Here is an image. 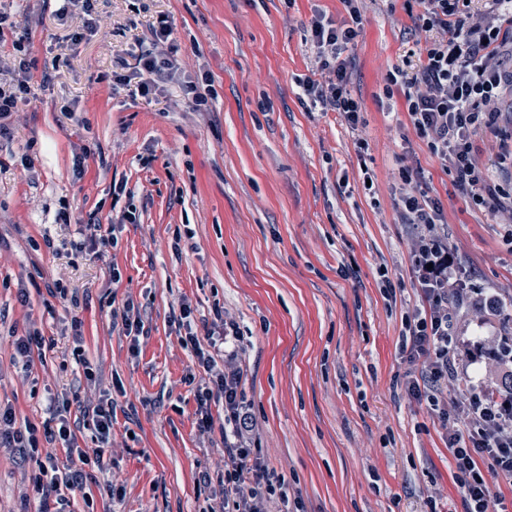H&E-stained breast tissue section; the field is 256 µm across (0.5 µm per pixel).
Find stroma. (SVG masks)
<instances>
[{
	"instance_id": "obj_1",
	"label": "stroma",
	"mask_w": 512,
	"mask_h": 512,
	"mask_svg": "<svg viewBox=\"0 0 512 512\" xmlns=\"http://www.w3.org/2000/svg\"><path fill=\"white\" fill-rule=\"evenodd\" d=\"M58 8L0 0L39 73L0 138V403L18 425L39 426L51 397L76 417L111 393L95 512H207L224 469V414L213 410L211 432H199L203 373L171 322L189 303L202 337L220 308L244 333L261 458L291 479L305 512H426L434 492L439 512H460L447 431L392 388L407 370L398 343L413 298L400 165L419 169L478 286L512 289V251L498 216L471 207L416 136L401 90H386L393 66L421 60L418 0L359 4L348 55L355 130L298 98L316 71L311 19L344 21L343 0H98L102 37ZM162 16L180 79L145 97L112 74L151 49ZM205 74L214 95L197 109L185 84ZM111 222L122 226L116 244L75 251L82 225ZM347 263L359 280L339 276ZM382 267L405 286L396 301L382 293ZM58 283L78 307L50 295ZM128 301L144 322L135 354L110 315ZM35 328L52 345L26 371L14 341ZM39 466L0 455V512H39L22 497Z\"/></svg>"
}]
</instances>
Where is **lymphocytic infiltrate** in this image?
Returning a JSON list of instances; mask_svg holds the SVG:
<instances>
[{"instance_id": "obj_1", "label": "lymphocytic infiltrate", "mask_w": 512, "mask_h": 512, "mask_svg": "<svg viewBox=\"0 0 512 512\" xmlns=\"http://www.w3.org/2000/svg\"><path fill=\"white\" fill-rule=\"evenodd\" d=\"M414 19L429 33L423 60L414 70L395 66L389 85L405 97L410 123L426 141L444 171L475 208L499 214L509 229L512 245V186L495 182L474 155V139L487 134L497 144V165L512 168V127L502 123V107L512 94V0H419ZM336 24L323 15L311 21L316 48L317 78L303 81L301 103L338 113L350 127L360 123L361 107L348 89L345 52L353 48L362 26L357 9ZM15 31L10 59L0 67L12 75L0 86V134L7 118L30 90L36 64L27 56L26 35L17 23L0 13V28ZM174 30L158 19L152 30L153 47L142 52L129 73L117 82L136 83L142 95L159 90L178 71ZM403 183L398 214L411 225L409 260L419 302L403 318L399 348L409 370L399 386L448 431V452L465 512H494L502 499L493 485H512V316L506 314L505 294L464 280L466 268L448 240L440 203L419 190V173L402 166ZM193 310L182 304L173 323L183 330L182 342L194 351L206 376L197 389L201 432L212 425L211 407L224 410V471L218 479L223 512H278L288 502L291 512H304L301 499L289 496L290 482L269 470L258 457L255 420L244 399L245 345L236 321L222 318V331L199 339L192 330ZM43 427H17L12 407L0 408V447L39 452L40 440H63L64 461L48 457L32 482L41 512H92L85 489L95 470L104 467L103 445L112 432L113 403L103 399L92 410L90 429L100 448L86 453L66 416L50 406Z\"/></svg>"}]
</instances>
